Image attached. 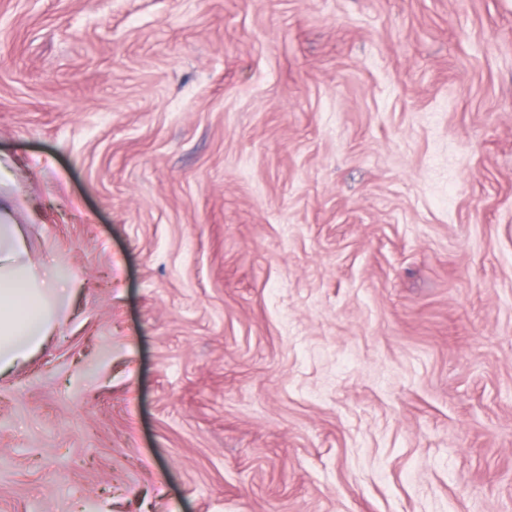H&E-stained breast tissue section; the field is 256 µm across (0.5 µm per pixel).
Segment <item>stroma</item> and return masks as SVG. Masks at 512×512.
<instances>
[{
  "label": "stroma",
  "mask_w": 512,
  "mask_h": 512,
  "mask_svg": "<svg viewBox=\"0 0 512 512\" xmlns=\"http://www.w3.org/2000/svg\"><path fill=\"white\" fill-rule=\"evenodd\" d=\"M3 157L0 512H512V0H0ZM0 193V374L28 360L61 324L73 282L34 262Z\"/></svg>",
  "instance_id": "1"
}]
</instances>
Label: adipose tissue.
I'll return each instance as SVG.
<instances>
[{
    "label": "adipose tissue",
    "instance_id": "ef3b65f1",
    "mask_svg": "<svg viewBox=\"0 0 512 512\" xmlns=\"http://www.w3.org/2000/svg\"><path fill=\"white\" fill-rule=\"evenodd\" d=\"M0 194V374L28 360L57 329L71 281L34 262Z\"/></svg>",
    "mask_w": 512,
    "mask_h": 512
}]
</instances>
